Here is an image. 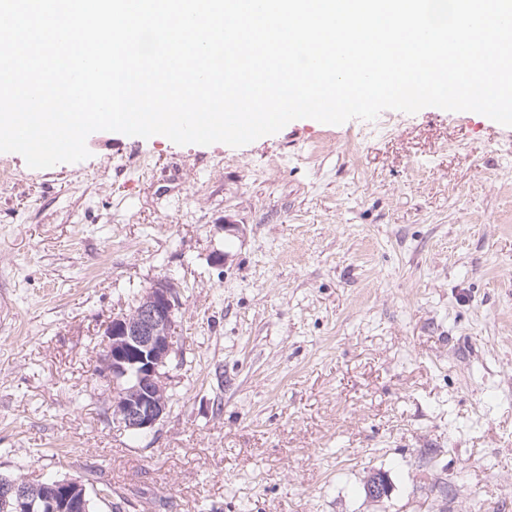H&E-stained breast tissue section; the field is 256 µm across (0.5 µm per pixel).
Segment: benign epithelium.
<instances>
[{"instance_id":"benign-epithelium-1","label":"benign epithelium","mask_w":512,"mask_h":512,"mask_svg":"<svg viewBox=\"0 0 512 512\" xmlns=\"http://www.w3.org/2000/svg\"><path fill=\"white\" fill-rule=\"evenodd\" d=\"M178 309L174 284L164 279L105 327L99 374L112 382V421L127 431H149L167 413L168 376L163 369L176 352ZM88 504L86 488L77 480L49 479L32 489L11 480L0 483L5 512H88Z\"/></svg>"}]
</instances>
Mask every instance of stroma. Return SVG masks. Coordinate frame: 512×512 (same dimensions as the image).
Returning a JSON list of instances; mask_svg holds the SVG:
<instances>
[{
	"mask_svg": "<svg viewBox=\"0 0 512 512\" xmlns=\"http://www.w3.org/2000/svg\"><path fill=\"white\" fill-rule=\"evenodd\" d=\"M86 146L0 153V474L111 487L98 512H512V127L426 107ZM161 278L169 411L134 435L96 369Z\"/></svg>",
	"mask_w": 512,
	"mask_h": 512,
	"instance_id": "obj_1",
	"label": "stroma"
}]
</instances>
